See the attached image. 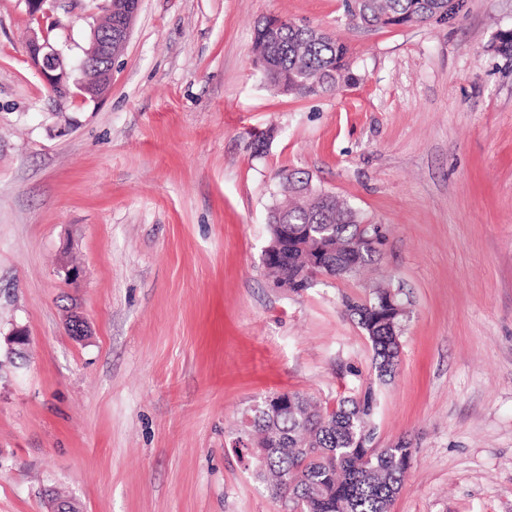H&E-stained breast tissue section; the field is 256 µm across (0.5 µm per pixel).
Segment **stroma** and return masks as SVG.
Masks as SVG:
<instances>
[{"label": "stroma", "instance_id": "1", "mask_svg": "<svg viewBox=\"0 0 512 512\" xmlns=\"http://www.w3.org/2000/svg\"><path fill=\"white\" fill-rule=\"evenodd\" d=\"M108 6L59 14L53 41L84 44ZM269 14L345 42L358 83L269 84ZM31 25L0 0V338L30 336L0 349V512L52 490L79 512H286L233 446L242 412L368 388L376 445L412 448L390 512H512V0L372 30L343 0H141L98 103L48 92ZM284 168L379 226L364 274L274 284ZM376 284L409 309L386 382L343 306Z\"/></svg>", "mask_w": 512, "mask_h": 512}]
</instances>
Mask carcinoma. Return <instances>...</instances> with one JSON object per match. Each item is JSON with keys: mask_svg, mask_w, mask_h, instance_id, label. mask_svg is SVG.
<instances>
[{"mask_svg": "<svg viewBox=\"0 0 512 512\" xmlns=\"http://www.w3.org/2000/svg\"><path fill=\"white\" fill-rule=\"evenodd\" d=\"M462 9V0H344L349 22L366 28L417 26L447 22ZM255 63L265 80L300 96L317 95L354 80L347 45L320 29L279 16H266L256 25ZM309 173L282 169L277 174L284 210L282 224L269 225L270 238L280 242L282 257L271 267L276 284L292 292L315 286L323 271L308 264V254L329 242L336 245L326 257L340 278L355 276L377 253L362 229L358 211L339 197L329 201L301 193ZM327 210L333 223L322 226L324 241L310 235L307 225ZM394 299H389V296ZM350 315L367 334L374 352L377 378L392 376L397 368L398 344L406 316L400 292L375 288L361 301H346ZM377 402L363 396L339 400L321 410L305 395L284 394L283 404L266 413L248 410L252 421L241 425L236 442L257 449L255 475L267 481L270 494L289 512H389L402 487L411 459L410 444L393 448L372 446Z\"/></svg>", "mask_w": 512, "mask_h": 512, "instance_id": "obj_1", "label": "carcinoma"}]
</instances>
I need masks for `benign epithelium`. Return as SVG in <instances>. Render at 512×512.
I'll use <instances>...</instances> for the list:
<instances>
[{"instance_id": "obj_1", "label": "benign epithelium", "mask_w": 512, "mask_h": 512, "mask_svg": "<svg viewBox=\"0 0 512 512\" xmlns=\"http://www.w3.org/2000/svg\"><path fill=\"white\" fill-rule=\"evenodd\" d=\"M29 17L37 21L30 29L27 43L28 61L47 89L60 99L78 96L84 101H98L112 89V68L130 37L131 26L141 0H109L104 17L93 27L87 48L73 58L50 42L43 18L62 11L75 12L81 0H24ZM78 71L84 78L72 80ZM28 332L15 327L7 337L8 351L20 354L29 344Z\"/></svg>"}]
</instances>
